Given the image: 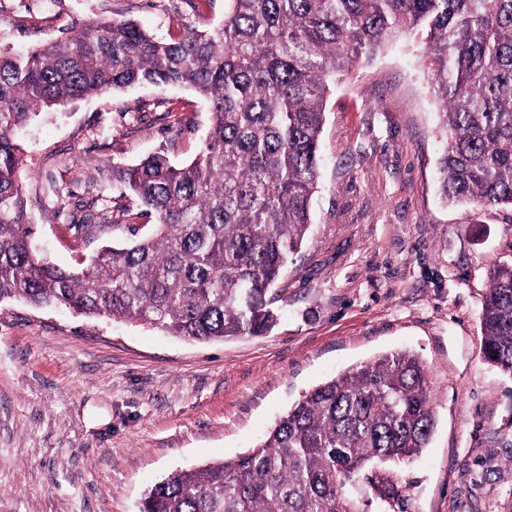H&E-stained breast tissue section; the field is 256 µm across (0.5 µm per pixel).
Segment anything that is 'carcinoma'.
Segmentation results:
<instances>
[{
	"mask_svg": "<svg viewBox=\"0 0 512 512\" xmlns=\"http://www.w3.org/2000/svg\"><path fill=\"white\" fill-rule=\"evenodd\" d=\"M422 40L448 138L446 202L512 210V0H224V22L161 40L97 19L48 47L0 51V304L62 305L196 342L263 336L276 289L312 226L325 105L336 78L401 34ZM184 85L210 104L195 158L158 149L113 178L155 223L77 269L33 251L16 132L53 106L132 86ZM485 360L512 375V265L487 275ZM435 381L383 355L312 389L242 455L169 475L139 512H360L368 463L403 461L435 428Z\"/></svg>",
	"mask_w": 512,
	"mask_h": 512,
	"instance_id": "1",
	"label": "carcinoma"
}]
</instances>
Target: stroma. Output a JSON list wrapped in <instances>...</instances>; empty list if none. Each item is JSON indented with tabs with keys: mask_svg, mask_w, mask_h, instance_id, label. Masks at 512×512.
Returning a JSON list of instances; mask_svg holds the SVG:
<instances>
[{
	"mask_svg": "<svg viewBox=\"0 0 512 512\" xmlns=\"http://www.w3.org/2000/svg\"><path fill=\"white\" fill-rule=\"evenodd\" d=\"M99 18L157 36L224 21V0H0V49L50 46ZM415 37L389 44L326 101L308 240L266 335L192 342L63 307L0 305V512H139L171 473L255 446L304 394L393 352L436 382L427 448L346 486L362 512H512V376L486 362L487 270L512 264V213L443 202L444 134ZM208 103L134 86L43 112L19 130L32 237L64 268L150 224L112 170L164 147L190 162ZM86 219L88 237L67 224ZM394 485L380 500L376 482Z\"/></svg>",
	"mask_w": 512,
	"mask_h": 512,
	"instance_id": "obj_1",
	"label": "stroma"
}]
</instances>
